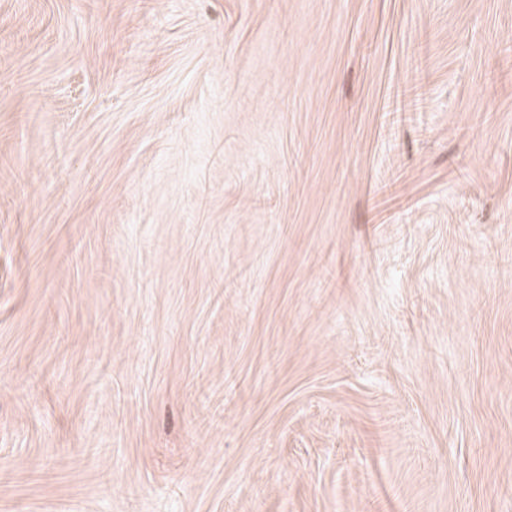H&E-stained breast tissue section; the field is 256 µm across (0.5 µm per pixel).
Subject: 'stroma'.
Here are the masks:
<instances>
[{
	"label": "stroma",
	"mask_w": 512,
	"mask_h": 512,
	"mask_svg": "<svg viewBox=\"0 0 512 512\" xmlns=\"http://www.w3.org/2000/svg\"><path fill=\"white\" fill-rule=\"evenodd\" d=\"M0 512H512V0H0Z\"/></svg>",
	"instance_id": "1"
}]
</instances>
